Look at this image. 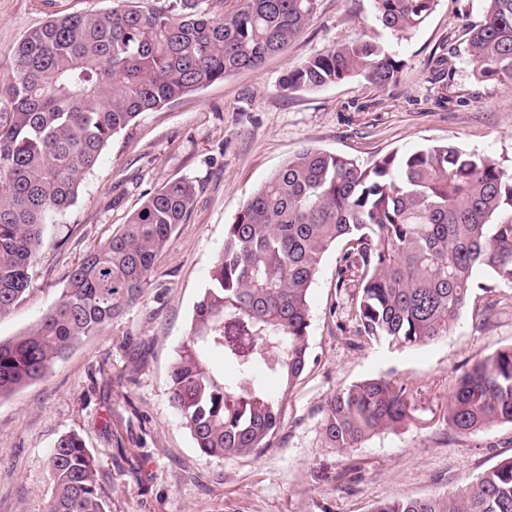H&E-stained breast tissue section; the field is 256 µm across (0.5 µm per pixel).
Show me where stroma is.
Here are the masks:
<instances>
[{
	"instance_id": "obj_1",
	"label": "stroma",
	"mask_w": 512,
	"mask_h": 512,
	"mask_svg": "<svg viewBox=\"0 0 512 512\" xmlns=\"http://www.w3.org/2000/svg\"><path fill=\"white\" fill-rule=\"evenodd\" d=\"M127 0H0V73L32 28L73 6L119 9ZM481 0H437L424 24L395 35L371 0H319L302 34L256 69L232 73L115 134L76 202L46 224L27 298L0 319V340L26 333L58 299L69 271L164 183L199 186L188 223L172 234L138 304L79 344L46 377L0 399V512H46L48 455L78 433L112 485V512H372L376 502L450 494L512 456V424L462 436L448 395L468 363L512 347V290L478 273L452 331L426 345L367 343L347 323L351 294L336 289L340 246L324 255L310 292V358L288 395L281 430L258 455L200 454L168 399L175 351L224 245V227L304 147L372 165L452 141L512 174V80H478L463 32ZM364 37L406 63L400 83L361 80L284 94L285 73L310 56ZM446 57L444 83H431ZM391 377L411 389L412 416L347 453L326 447L322 405L337 390Z\"/></svg>"
}]
</instances>
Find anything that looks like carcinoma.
Returning a JSON list of instances; mask_svg holds the SVG:
<instances>
[{
	"instance_id": "1",
	"label": "carcinoma",
	"mask_w": 512,
	"mask_h": 512,
	"mask_svg": "<svg viewBox=\"0 0 512 512\" xmlns=\"http://www.w3.org/2000/svg\"><path fill=\"white\" fill-rule=\"evenodd\" d=\"M319 0H151L108 11L61 10L28 31L0 75V318L25 299L43 226L71 206L112 136L297 38ZM376 21L403 34L436 0H372ZM470 32L476 78L512 79V0H484ZM402 60L356 39L306 59L285 93L354 78L399 84ZM198 187L169 181L69 272L57 302L28 332L0 341V398L46 376L84 339L137 303L157 257L193 211ZM512 176L486 156L439 142L371 167L307 149L286 161L225 227L224 247L174 358L169 401L201 454L259 453L284 420V401L309 361V292L324 254H342L336 289L355 288L356 335L414 347L448 335L477 273L512 288ZM218 354L233 372L218 374ZM279 381L271 390L267 378ZM326 447L350 451L410 419L409 388L378 377L353 383L322 408ZM512 424V347L474 361L448 396V425L470 435ZM48 512H112L99 460L76 433L49 455ZM372 512H512V457L448 495L378 503Z\"/></svg>"
}]
</instances>
